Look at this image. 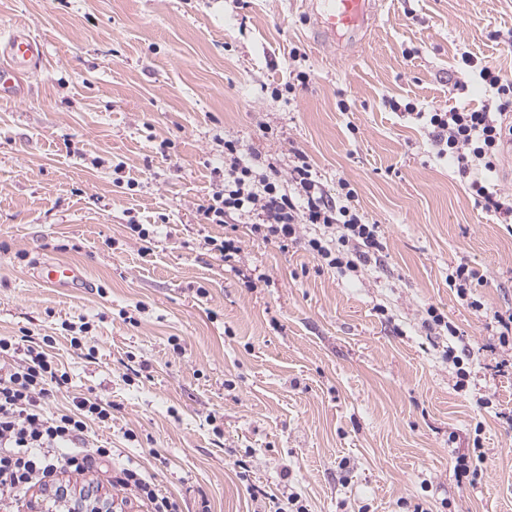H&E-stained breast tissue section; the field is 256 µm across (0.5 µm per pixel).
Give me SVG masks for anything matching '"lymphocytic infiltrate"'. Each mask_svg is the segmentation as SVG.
Returning <instances> with one entry per match:
<instances>
[{
	"mask_svg": "<svg viewBox=\"0 0 512 512\" xmlns=\"http://www.w3.org/2000/svg\"><path fill=\"white\" fill-rule=\"evenodd\" d=\"M459 69L477 72L495 95L478 109L431 108L424 115L429 134L439 156L454 161L459 173H469L475 166L495 171L512 138V79L468 52L462 53ZM200 213L211 224L237 216L254 233L284 243L298 241L303 225L323 226L336 234V247L319 238L308 239L306 246L334 269L357 271L361 261L383 249L376 225L337 205L301 153L284 175L271 164L258 169L237 143L225 142L224 174ZM50 343L46 337L22 348L0 338V354L23 353L18 360L0 363V512H20L27 491L35 486L60 492V474H85L111 461L114 454L90 436L93 425L111 420V404L92 395L76 396L71 409L47 413L49 402L68 381L45 351ZM112 485L132 492L150 512H179L177 501L162 494L138 468L115 467Z\"/></svg>",
	"mask_w": 512,
	"mask_h": 512,
	"instance_id": "1",
	"label": "lymphocytic infiltrate"
}]
</instances>
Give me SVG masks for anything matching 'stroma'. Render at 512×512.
<instances>
[{
    "label": "stroma",
    "mask_w": 512,
    "mask_h": 512,
    "mask_svg": "<svg viewBox=\"0 0 512 512\" xmlns=\"http://www.w3.org/2000/svg\"><path fill=\"white\" fill-rule=\"evenodd\" d=\"M305 11L0 0V44L43 46L21 96L0 99V336L52 337L68 384L50 410L110 402L99 444L180 512H512V349L486 317L512 311V233L417 118L489 99L461 52L512 78V0H384L345 53L312 39ZM228 140L283 172L305 154L383 251L340 271L304 243L204 223ZM209 237L239 254L221 261ZM45 257L87 287L42 286ZM462 263L484 280L467 301L448 286ZM431 306L469 346L464 388ZM476 442L482 474L457 482ZM70 486L148 512L103 469Z\"/></svg>",
    "instance_id": "1"
}]
</instances>
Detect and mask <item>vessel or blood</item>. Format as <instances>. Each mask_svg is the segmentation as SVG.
Wrapping results in <instances>:
<instances>
[{
	"instance_id": "obj_1",
	"label": "vessel or blood",
	"mask_w": 512,
	"mask_h": 512,
	"mask_svg": "<svg viewBox=\"0 0 512 512\" xmlns=\"http://www.w3.org/2000/svg\"><path fill=\"white\" fill-rule=\"evenodd\" d=\"M375 0H309L308 13L319 37L335 41L344 33L349 44H356L375 15ZM13 69H0V98H15L21 92L16 71L28 67L42 52L41 43L32 36L19 33L9 43ZM39 283L48 288H73L82 279L80 270L56 260L38 262L35 272Z\"/></svg>"
}]
</instances>
